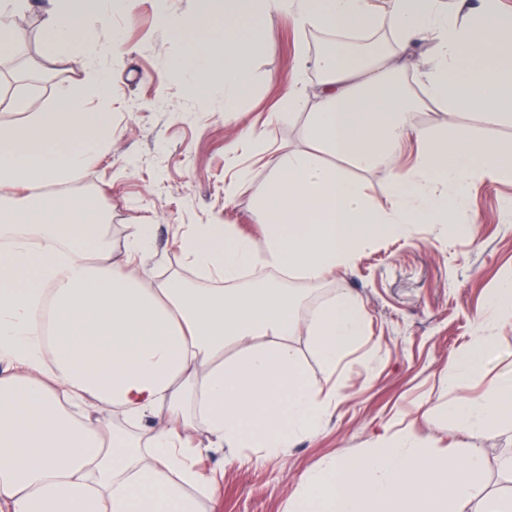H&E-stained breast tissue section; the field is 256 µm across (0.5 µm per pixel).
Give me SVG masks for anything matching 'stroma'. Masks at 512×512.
<instances>
[{
  "label": "stroma",
  "instance_id": "stroma-1",
  "mask_svg": "<svg viewBox=\"0 0 512 512\" xmlns=\"http://www.w3.org/2000/svg\"><path fill=\"white\" fill-rule=\"evenodd\" d=\"M45 0H29L22 17L24 45L34 57L23 60L17 48H0V91L24 94L31 111L49 108L64 87L84 85L85 106L112 114L107 151L74 181L76 193L105 188L100 200L108 221L107 245H120L130 224L155 227L153 270L190 278L174 241L191 224H233L259 239V215L250 185L239 183L240 167L256 178L267 174L256 139L279 146L303 145L300 124L283 114V91L299 70L301 57L319 53L315 34L281 17L268 29L255 59L251 95L236 111L224 109L219 94L193 90L173 63L181 44V23L204 21L213 36L224 33V17L207 0H124L87 19L89 29L116 28L121 40L107 52L93 51L111 75L107 84L89 67L66 56H45ZM303 70V69H300ZM303 88L313 94L320 75L303 70ZM409 144L396 168L352 170L371 204L389 208L392 190L417 160ZM512 180L474 178L461 218L466 234L450 224H413L400 237L367 246L346 269L337 270L313 301L331 294L359 300L367 315L366 335L335 373H328L306 334L293 336L307 374L322 387L337 386L341 398L319 433L300 439L288 454L263 456L242 449L232 461L226 450H212L202 466L222 474L216 512H288V499L318 462L367 447L386 431L406 430L420 444L441 450L478 448L486 471L475 488L483 496L501 457L512 453V421L491 432L462 433L432 412L437 402L456 397L448 382L451 355L489 343L470 394L480 397L493 384L512 379V311L490 309L489 297L512 277Z\"/></svg>",
  "mask_w": 512,
  "mask_h": 512
}]
</instances>
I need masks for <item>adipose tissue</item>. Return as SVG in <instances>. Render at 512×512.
Here are the masks:
<instances>
[{"label": "adipose tissue", "mask_w": 512, "mask_h": 512, "mask_svg": "<svg viewBox=\"0 0 512 512\" xmlns=\"http://www.w3.org/2000/svg\"><path fill=\"white\" fill-rule=\"evenodd\" d=\"M48 2L45 54L84 66L90 46L119 42L117 29H87L100 0ZM220 7L223 37L196 25L176 66L197 91L221 92L228 110L251 94L263 30L281 16L336 41L312 60L316 99L296 76L284 96L289 116H305V146L257 145L268 170L253 182L261 242L231 224H196L176 240L214 287L146 284L152 225H127L113 252L98 195L65 191L112 137L111 113L86 110L82 87H65L45 112L17 99V119L0 122V512H199L200 496L218 500L220 475L198 466L199 433L232 457L242 448L277 457L314 435L340 398L307 375L290 338L305 329L335 370L364 336L365 312L348 295L307 310L305 285L349 267L377 238L453 222L474 176L512 180V140L462 121L512 120V10L502 0L454 16L441 0H392L384 16L370 0ZM381 22L393 34L387 51L354 61L352 39ZM415 41L431 46L417 98L399 80ZM424 103L447 124L415 126ZM413 139L415 166L391 206L374 208L349 167H395ZM485 353L479 345L451 358L457 397L444 414L465 432L512 416V380L479 400L468 394Z\"/></svg>", "instance_id": "obj_1"}]
</instances>
